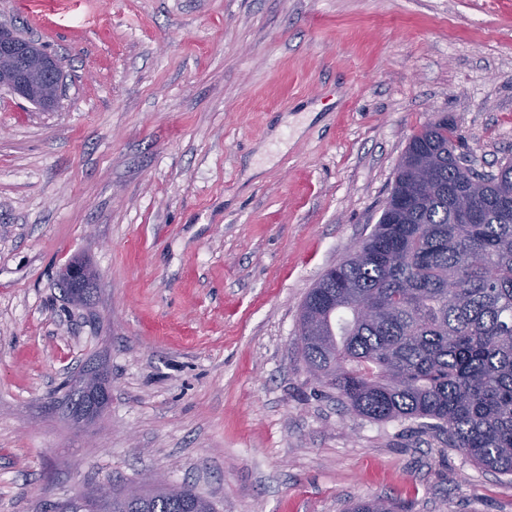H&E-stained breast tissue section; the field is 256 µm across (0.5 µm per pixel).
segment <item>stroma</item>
Instances as JSON below:
<instances>
[{
  "label": "stroma",
  "instance_id": "obj_1",
  "mask_svg": "<svg viewBox=\"0 0 512 512\" xmlns=\"http://www.w3.org/2000/svg\"><path fill=\"white\" fill-rule=\"evenodd\" d=\"M0 24L64 75L51 110L0 92V512L149 478L216 512H512V476L347 411L298 341L423 125L512 158V0H0Z\"/></svg>",
  "mask_w": 512,
  "mask_h": 512
}]
</instances>
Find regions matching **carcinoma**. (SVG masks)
I'll return each mask as SVG.
<instances>
[{"label":"carcinoma","instance_id":"obj_1","mask_svg":"<svg viewBox=\"0 0 512 512\" xmlns=\"http://www.w3.org/2000/svg\"><path fill=\"white\" fill-rule=\"evenodd\" d=\"M448 119L415 134L391 197L361 248L331 266L302 303L299 339L311 372L356 414L420 420L483 469L512 475V159L461 174ZM437 186L421 198V164ZM475 210L469 224L458 199ZM100 512H187L147 486ZM353 512H395L388 498Z\"/></svg>","mask_w":512,"mask_h":512}]
</instances>
